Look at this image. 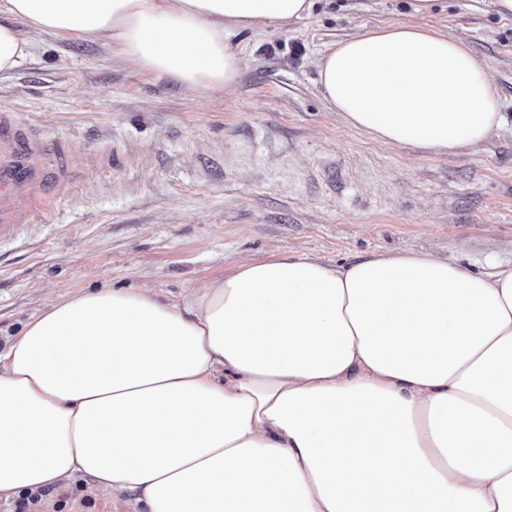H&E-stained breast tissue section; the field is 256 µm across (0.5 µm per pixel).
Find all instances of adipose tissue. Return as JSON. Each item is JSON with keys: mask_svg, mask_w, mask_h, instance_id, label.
Segmentation results:
<instances>
[{"mask_svg": "<svg viewBox=\"0 0 512 512\" xmlns=\"http://www.w3.org/2000/svg\"><path fill=\"white\" fill-rule=\"evenodd\" d=\"M313 0H0V74L22 30L104 40L207 91L233 38ZM332 111L446 155L505 117L463 39L392 24L317 60ZM81 477L114 512H512V263L476 275L399 251L333 267L237 263L182 302L77 292L0 350V501Z\"/></svg>", "mask_w": 512, "mask_h": 512, "instance_id": "ef3b65f1", "label": "adipose tissue"}]
</instances>
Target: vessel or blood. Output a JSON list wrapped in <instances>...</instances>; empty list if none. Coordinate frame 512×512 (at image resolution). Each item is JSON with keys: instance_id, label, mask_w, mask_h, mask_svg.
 Masks as SVG:
<instances>
[{"instance_id": "vessel-or-blood-1", "label": "vessel or blood", "mask_w": 512, "mask_h": 512, "mask_svg": "<svg viewBox=\"0 0 512 512\" xmlns=\"http://www.w3.org/2000/svg\"><path fill=\"white\" fill-rule=\"evenodd\" d=\"M69 145L0 110V239L70 196L79 174Z\"/></svg>"}]
</instances>
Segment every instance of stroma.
<instances>
[{
    "label": "stroma",
    "instance_id": "1",
    "mask_svg": "<svg viewBox=\"0 0 512 512\" xmlns=\"http://www.w3.org/2000/svg\"><path fill=\"white\" fill-rule=\"evenodd\" d=\"M315 0L310 16L235 43L228 89L195 93L121 60L101 41L32 34L0 75V108L67 140L88 168L73 195L0 241V349L59 297L147 284L177 302L236 263L307 255L331 266L410 250L490 272L512 260V15L494 0ZM394 23L466 40L505 124L473 150L390 145L331 111L316 60L332 43ZM32 512H110L78 479Z\"/></svg>",
    "mask_w": 512,
    "mask_h": 512
}]
</instances>
